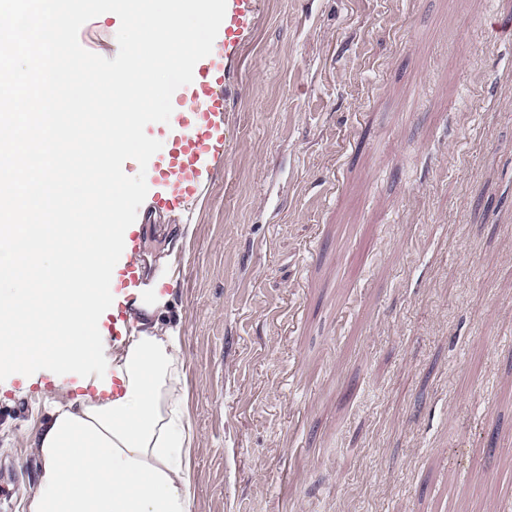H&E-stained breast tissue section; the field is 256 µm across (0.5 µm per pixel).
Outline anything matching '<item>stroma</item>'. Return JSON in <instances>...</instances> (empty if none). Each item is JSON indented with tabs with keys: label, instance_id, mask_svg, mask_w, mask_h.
Listing matches in <instances>:
<instances>
[{
	"label": "stroma",
	"instance_id": "35a3bbf8",
	"mask_svg": "<svg viewBox=\"0 0 512 512\" xmlns=\"http://www.w3.org/2000/svg\"><path fill=\"white\" fill-rule=\"evenodd\" d=\"M511 14L261 0L224 163L139 226L175 257L193 512H512ZM87 383L0 385V512L42 469L18 432Z\"/></svg>",
	"mask_w": 512,
	"mask_h": 512
}]
</instances>
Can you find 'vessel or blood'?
Listing matches in <instances>:
<instances>
[{
	"label": "vessel or blood",
	"mask_w": 512,
	"mask_h": 512,
	"mask_svg": "<svg viewBox=\"0 0 512 512\" xmlns=\"http://www.w3.org/2000/svg\"><path fill=\"white\" fill-rule=\"evenodd\" d=\"M259 0H227L225 18L210 55L194 67L192 83L172 100L165 129L169 147L153 161L147 175L151 209L180 213L189 210L223 160L228 135V80L242 49L252 40ZM125 262L112 274V315L106 326L113 342L131 333V311L144 295L145 260L140 235L128 230Z\"/></svg>",
	"instance_id": "1"
}]
</instances>
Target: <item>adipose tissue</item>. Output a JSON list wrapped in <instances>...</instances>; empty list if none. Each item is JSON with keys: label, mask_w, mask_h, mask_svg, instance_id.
Listing matches in <instances>:
<instances>
[{"label": "adipose tissue", "mask_w": 512, "mask_h": 512, "mask_svg": "<svg viewBox=\"0 0 512 512\" xmlns=\"http://www.w3.org/2000/svg\"><path fill=\"white\" fill-rule=\"evenodd\" d=\"M168 299L152 291L112 359L120 391L51 401L25 435L43 461L25 512H193L195 434L185 395L180 327L162 324Z\"/></svg>", "instance_id": "1"}]
</instances>
